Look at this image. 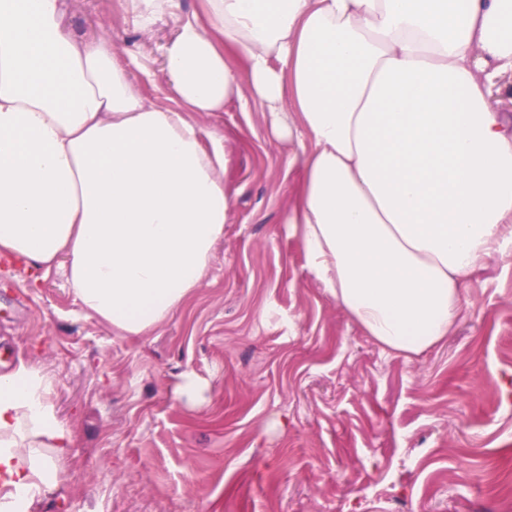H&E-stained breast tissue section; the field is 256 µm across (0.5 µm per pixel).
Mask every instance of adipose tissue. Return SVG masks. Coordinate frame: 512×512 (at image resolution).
Wrapping results in <instances>:
<instances>
[{"mask_svg":"<svg viewBox=\"0 0 512 512\" xmlns=\"http://www.w3.org/2000/svg\"><path fill=\"white\" fill-rule=\"evenodd\" d=\"M66 0H0V260L60 266L82 310L144 336L224 238V138L195 112L266 108L298 151L288 222L311 276L382 348L452 336L462 290L512 245V0H202L164 49L168 107ZM49 377L0 375V512H31L72 446Z\"/></svg>","mask_w":512,"mask_h":512,"instance_id":"obj_1","label":"adipose tissue"}]
</instances>
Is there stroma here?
Listing matches in <instances>:
<instances>
[{
	"mask_svg": "<svg viewBox=\"0 0 512 512\" xmlns=\"http://www.w3.org/2000/svg\"><path fill=\"white\" fill-rule=\"evenodd\" d=\"M141 31L125 0H68L106 30L155 104L166 43L200 9ZM224 136L231 208L200 288L146 336L81 309L60 269H0V343L46 373L73 444L32 512H512V249L469 278L455 333L407 359L312 279L287 226L299 178L263 107L194 114ZM208 384L179 401L185 371Z\"/></svg>",
	"mask_w": 512,
	"mask_h": 512,
	"instance_id": "obj_1",
	"label": "stroma"
}]
</instances>
